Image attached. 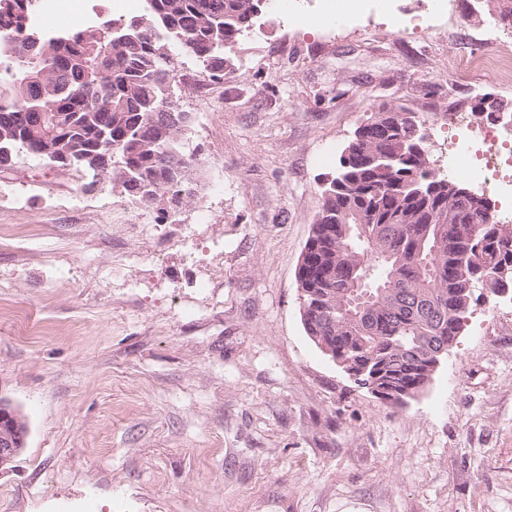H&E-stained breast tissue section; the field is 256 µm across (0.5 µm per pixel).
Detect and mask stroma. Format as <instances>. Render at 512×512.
<instances>
[{
	"mask_svg": "<svg viewBox=\"0 0 512 512\" xmlns=\"http://www.w3.org/2000/svg\"><path fill=\"white\" fill-rule=\"evenodd\" d=\"M305 30L268 8L210 81L173 90L204 189L167 221L111 179L26 153L0 169V399L27 445L0 512H512V293L478 304L427 388L392 406L306 336L296 273L322 180L381 105L420 119L473 90L512 105L479 35L512 0H428ZM208 223L196 220L199 211Z\"/></svg>",
	"mask_w": 512,
	"mask_h": 512,
	"instance_id": "1",
	"label": "stroma"
}]
</instances>
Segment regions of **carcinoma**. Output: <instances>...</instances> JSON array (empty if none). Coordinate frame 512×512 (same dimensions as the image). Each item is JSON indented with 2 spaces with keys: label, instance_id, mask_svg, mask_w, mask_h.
<instances>
[{
  "label": "carcinoma",
  "instance_id": "obj_1",
  "mask_svg": "<svg viewBox=\"0 0 512 512\" xmlns=\"http://www.w3.org/2000/svg\"><path fill=\"white\" fill-rule=\"evenodd\" d=\"M268 0H146L137 15L92 10L74 34L39 32V0H0V162L21 151L51 167L96 169L162 218L199 196L195 161L184 150L189 119L170 123L173 48L210 78L234 72L230 51ZM60 115L42 127L39 113ZM63 141L43 152L47 136ZM112 161H105V157ZM431 166L419 117L404 106L373 112L325 180L322 205L297 273L307 336L386 394L415 397L431 361L463 334L478 288L497 272L512 287V226Z\"/></svg>",
  "mask_w": 512,
  "mask_h": 512
}]
</instances>
